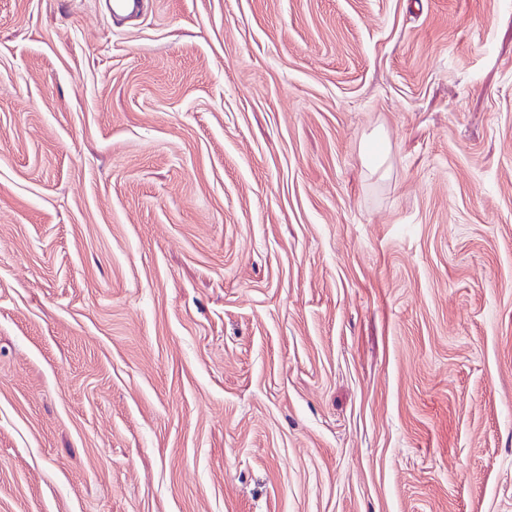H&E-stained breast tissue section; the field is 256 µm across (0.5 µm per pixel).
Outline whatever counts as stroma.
I'll return each instance as SVG.
<instances>
[{
	"mask_svg": "<svg viewBox=\"0 0 512 512\" xmlns=\"http://www.w3.org/2000/svg\"><path fill=\"white\" fill-rule=\"evenodd\" d=\"M0 512H512V0H0Z\"/></svg>",
	"mask_w": 512,
	"mask_h": 512,
	"instance_id": "stroma-1",
	"label": "stroma"
}]
</instances>
